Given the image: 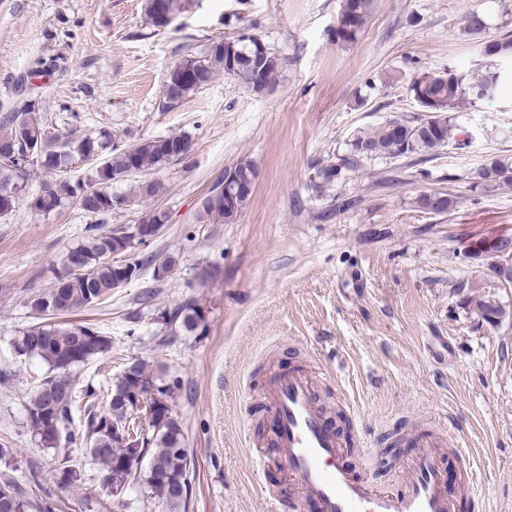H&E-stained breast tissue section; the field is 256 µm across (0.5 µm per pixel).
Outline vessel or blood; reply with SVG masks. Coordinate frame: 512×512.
<instances>
[{
	"label": "vessel or blood",
	"mask_w": 512,
	"mask_h": 512,
	"mask_svg": "<svg viewBox=\"0 0 512 512\" xmlns=\"http://www.w3.org/2000/svg\"><path fill=\"white\" fill-rule=\"evenodd\" d=\"M265 398L297 499L313 500L319 512H456L445 456L464 451L447 449L445 437L418 433L417 453L403 475L381 483L346 464L348 443L326 425L308 375L291 371L272 379Z\"/></svg>",
	"instance_id": "b4317fda"
}]
</instances>
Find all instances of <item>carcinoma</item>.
Segmentation results:
<instances>
[{
	"instance_id": "carcinoma-1",
	"label": "carcinoma",
	"mask_w": 512,
	"mask_h": 512,
	"mask_svg": "<svg viewBox=\"0 0 512 512\" xmlns=\"http://www.w3.org/2000/svg\"><path fill=\"white\" fill-rule=\"evenodd\" d=\"M375 8V0H341L336 19V40L351 43L362 33ZM490 22L481 12L464 16L461 34L470 42L479 63L473 72H460L450 66L443 72L423 73L409 83V92L422 115L412 120H390L377 130L360 129L348 143V153L339 165L317 169L316 178L322 185L340 179L345 169L355 170L368 160L413 158L435 155L450 146L460 145L458 125L452 112L467 102L475 106L493 100L503 84L512 80V72L503 64L512 62V30L502 21L500 31L489 37ZM261 53V76L270 85L279 65V57L265 47ZM181 63L194 72V78H178L173 72L166 77L165 102L173 105L203 89L217 71L237 80L248 88L247 71L230 69L224 51L207 47L204 58H186ZM18 148L13 157L0 159V216L10 214L16 204L28 197L39 213L52 212L65 204L77 205L85 214L97 219L86 229V240L69 250L63 257L79 261V271L56 277L49 291L35 293L28 299L30 307L43 321L20 332L15 340L19 354L37 358L54 374L44 378L33 390L27 402L29 427L42 445L56 448L60 440L84 447L85 453L100 466L102 486L111 494H120L135 484L147 486L150 498L165 506L168 512L188 502L194 465L183 446L181 425L173 413V399L180 381L170 376L163 366L153 367L136 360L112 378L105 390V406L92 402L80 403L71 371L74 367L102 355L112 348L110 337L90 323H55L53 318L73 314L103 302L112 290L124 284L125 275L115 269L108 258H123L139 280L145 271L153 269L159 282L169 274L177 257L142 254L131 245L121 229L103 230L104 218L118 206L113 198L130 203L135 198H151L161 190L160 182L141 181L133 195L114 190L113 185L130 173H147L188 157L191 140L185 134H171L131 144H118L105 130L92 136L69 133L50 136L35 110L27 108L12 112L0 122V145ZM41 147L36 160L26 158L30 145ZM95 156L79 177L70 175L74 166ZM243 190L236 204L215 207L209 198L203 201V220L210 224H231L251 200L258 178L256 166L250 160L236 163ZM45 174L39 191L29 197L27 189L35 171ZM474 186L484 189L500 182H512V157L488 155L474 172ZM415 204L427 212L449 214L459 204L458 197L446 192L422 193ZM512 237L499 235L482 241L469 250V257L482 255L504 244ZM468 308L491 325H501L508 311L499 302L474 292L465 297ZM203 322L197 300L191 298L162 313L165 335L193 333ZM153 406L147 428L134 426L133 418L141 402ZM80 414L76 429L61 436V427ZM51 474L57 483L74 487L81 474L73 465L68 452L57 453ZM52 512V505H33L25 489L10 477L0 482V512Z\"/></svg>"
}]
</instances>
